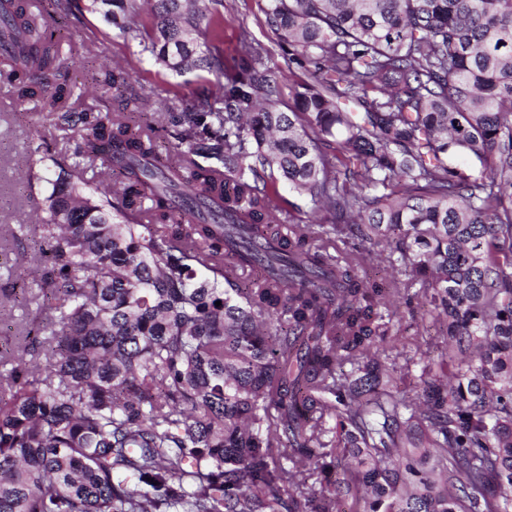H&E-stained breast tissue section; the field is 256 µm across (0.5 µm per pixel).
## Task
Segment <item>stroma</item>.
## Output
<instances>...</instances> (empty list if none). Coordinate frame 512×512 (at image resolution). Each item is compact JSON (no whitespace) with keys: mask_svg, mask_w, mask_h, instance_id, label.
<instances>
[{"mask_svg":"<svg viewBox=\"0 0 512 512\" xmlns=\"http://www.w3.org/2000/svg\"><path fill=\"white\" fill-rule=\"evenodd\" d=\"M266 5V0H224L225 61L239 57L244 44L252 42L266 48L268 66H284L282 49L265 24ZM39 8L61 38L62 56L72 59L70 81L92 83L107 65L132 68L121 96L102 101L91 93L76 101L77 110L118 112L122 99L144 96L155 102L175 96L189 101L217 83L215 75L196 68L173 74L144 52L138 40L106 29L89 12L63 16L56 12L53 0H40ZM17 85V80L0 77V375L10 373L15 351L50 336L55 317L49 286L33 281L32 271L43 265L45 257L40 234L33 228L38 199L31 195L21 171L37 166L29 147L38 139H46L69 158L76 144L73 132L51 125L45 101L37 97L18 100ZM400 309L396 329L415 338L420 354L437 356L443 347V327L424 306L420 285L408 289Z\"/></svg>","mask_w":512,"mask_h":512,"instance_id":"35a3bbf8","label":"stroma"}]
</instances>
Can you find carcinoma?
<instances>
[{
  "label": "carcinoma",
  "instance_id": "carcinoma-1",
  "mask_svg": "<svg viewBox=\"0 0 512 512\" xmlns=\"http://www.w3.org/2000/svg\"><path fill=\"white\" fill-rule=\"evenodd\" d=\"M81 2L57 0L226 83L164 104L160 155L149 100L72 111L53 34L0 0L19 96L102 167L33 147L59 330L0 391V512H512V0H267L309 74L286 112L261 45L225 69L224 0ZM416 283L446 339L409 393L382 310Z\"/></svg>",
  "mask_w": 512,
  "mask_h": 512
}]
</instances>
